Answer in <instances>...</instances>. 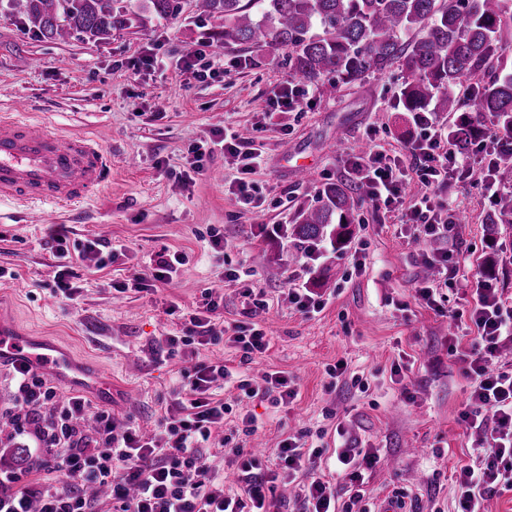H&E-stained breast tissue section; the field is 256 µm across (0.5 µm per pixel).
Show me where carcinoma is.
<instances>
[{"label":"carcinoma","instance_id":"1","mask_svg":"<svg viewBox=\"0 0 512 512\" xmlns=\"http://www.w3.org/2000/svg\"><path fill=\"white\" fill-rule=\"evenodd\" d=\"M130 0H0L45 38L102 41L114 29L141 23ZM159 17L176 15L180 0H146ZM505 0H195L202 19H224L217 46L286 51L288 66L310 83H365L397 66L407 73L399 106L409 115L457 114L452 136L464 145L488 117L512 124V74L490 75L497 35L512 23ZM367 197L358 182L328 183L302 209L291 235L297 245L351 241L353 215ZM487 224H512V196H503Z\"/></svg>","mask_w":512,"mask_h":512}]
</instances>
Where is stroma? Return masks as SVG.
Here are the masks:
<instances>
[{"label":"stroma","mask_w":512,"mask_h":512,"mask_svg":"<svg viewBox=\"0 0 512 512\" xmlns=\"http://www.w3.org/2000/svg\"><path fill=\"white\" fill-rule=\"evenodd\" d=\"M145 14L143 26L92 43L45 39L0 12V113L26 103L31 119L92 136L112 159L106 185L79 211L0 203V268L7 271L0 278V317L19 335L52 338L97 365L110 377L112 394L90 396L92 406L132 418L150 434L177 397L182 359L170 354L166 339L181 335L184 313L219 287L224 299L216 318L240 321L248 307L242 289L263 290L267 307L260 318L272 345L254 357L248 374L285 372L299 394L276 408L243 400L236 388L221 389L233 408L226 430L236 431L248 410L263 422L252 436L236 431L237 443L260 453L271 469L287 437L321 428L330 447L341 425L380 451V463L367 474L364 505L395 496L404 512H454V471L476 457L475 436L461 420L470 387L449 351L447 312L415 298L418 271L424 258L445 252L461 261L458 280L447 289L453 307L466 308L474 282L489 267L512 299V226L485 223L492 204L471 178L448 191L468 221L445 237L414 239L411 225L366 202L354 214L350 245L336 251L322 243L313 262L291 236L260 235L263 224L292 227L326 183L350 181L344 161L362 146L369 126H376V142L387 156L402 152L417 133L398 108L405 74L396 68L333 97L309 86L303 111L270 120V100L296 79L284 51L223 47L224 75L201 79L174 63L207 42L209 32L222 30L223 20L201 23L193 0H181L174 18ZM149 55L168 58L172 68L142 66ZM226 127L256 133L263 156L252 176L256 206L230 193L236 175L230 155L214 150L206 172L191 169L192 145L211 148ZM296 160L311 163L306 177L290 171ZM56 224L65 225L72 241L101 237L117 248L100 271L74 262L81 289L74 302L54 292L48 232ZM215 235L224 240L220 259L210 246ZM164 248L185 256L171 284L119 292ZM228 269L239 273V286L221 287ZM303 270L330 299L313 315L296 310L285 295L291 273ZM340 361L345 373L331 378L329 368ZM397 367L405 376L401 386L391 380ZM22 448L41 454L26 431L0 433V471L26 476Z\"/></svg>","instance_id":"1"}]
</instances>
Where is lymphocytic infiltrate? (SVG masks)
<instances>
[{"instance_id": "lymphocytic-infiltrate-1", "label": "lymphocytic infiltrate", "mask_w": 512, "mask_h": 512, "mask_svg": "<svg viewBox=\"0 0 512 512\" xmlns=\"http://www.w3.org/2000/svg\"><path fill=\"white\" fill-rule=\"evenodd\" d=\"M419 126V137L407 142L402 155L390 159L375 150L356 153L348 171L368 185L367 199L373 206L403 211L418 236L438 237L450 232L455 223L454 210L435 201L441 187L475 175L486 198L494 201L503 194L499 171L512 162V131L501 128L495 135L470 139L462 149L432 118ZM221 148L237 161L233 195L251 203V176L261 164V152L252 139L235 132ZM413 177L420 190L409 196L405 186ZM51 237L63 261L55 274L56 291L64 299L75 300L79 289L72 282L71 255L102 269L111 263L114 249L99 237L70 244L61 227ZM183 262L182 254L159 251L147 269L134 277L135 290L148 292L155 284L171 283ZM219 306L212 293H205L202 305L190 314L184 334L167 338L168 348L183 349L191 364L181 372L176 409L149 438L133 424L117 422L112 412L93 410L84 397L58 399L50 380L30 365L15 368L19 411L14 421L36 423L39 412L49 409L51 419L42 432L51 446L44 451L43 475L19 488L0 478V512H93L84 494L89 483L105 488L118 512H281V502L268 496L271 483L280 479L295 485L300 512H353V504L363 498L366 470L379 461L377 453L335 449L339 473L333 476L321 468L322 448L305 447L299 438L290 437L276 452L277 470L266 471L225 436L224 417L232 407L219 398L214 388L217 381L236 384L247 398L275 407L288 406L298 391L279 372L263 374L256 381L241 378L221 362L195 361L200 346L229 343L244 363L270 346L257 320L266 307L264 300H254L245 320L228 327L213 318ZM511 306L491 280L481 278L467 312L452 314L455 321H468L478 333L474 344H454L451 353L472 382L469 409L462 420L477 434L481 449L477 464L461 466L456 472L457 512H485L486 494L501 487L512 489V371L498 364L501 342L512 337V315L507 312ZM88 414L96 422L91 432L82 426ZM215 444L223 446L229 464L236 467L243 484L240 494H225L223 478L212 469L208 452Z\"/></svg>"}]
</instances>
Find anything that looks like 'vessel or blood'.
<instances>
[{
  "instance_id": "b4317fda",
  "label": "vessel or blood",
  "mask_w": 512,
  "mask_h": 512,
  "mask_svg": "<svg viewBox=\"0 0 512 512\" xmlns=\"http://www.w3.org/2000/svg\"><path fill=\"white\" fill-rule=\"evenodd\" d=\"M111 163L105 149L87 136L63 134L23 113L0 115V202L48 204L75 209L105 184ZM26 361L68 386L106 394L110 384L92 365L42 339H16L14 327L0 320V365Z\"/></svg>"
}]
</instances>
